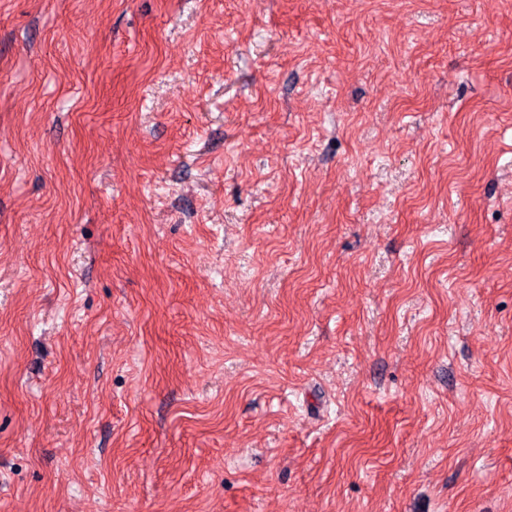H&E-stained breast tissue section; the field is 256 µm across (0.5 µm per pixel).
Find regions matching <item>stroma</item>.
I'll use <instances>...</instances> for the list:
<instances>
[{
  "mask_svg": "<svg viewBox=\"0 0 512 512\" xmlns=\"http://www.w3.org/2000/svg\"><path fill=\"white\" fill-rule=\"evenodd\" d=\"M0 512H512V0H0Z\"/></svg>",
  "mask_w": 512,
  "mask_h": 512,
  "instance_id": "obj_1",
  "label": "stroma"
}]
</instances>
